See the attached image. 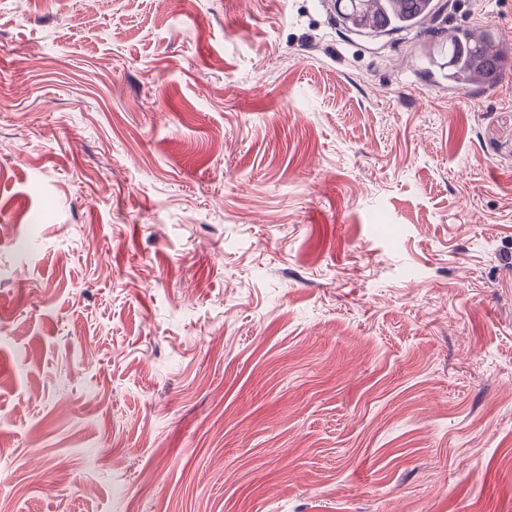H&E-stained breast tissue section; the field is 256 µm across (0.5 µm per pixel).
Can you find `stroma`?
<instances>
[{
    "mask_svg": "<svg viewBox=\"0 0 512 512\" xmlns=\"http://www.w3.org/2000/svg\"><path fill=\"white\" fill-rule=\"evenodd\" d=\"M322 0H0V512H512V74ZM487 39L488 41L493 44V46L496 48H491L488 45H483L489 54L485 57L486 66L494 71L497 69L498 64L500 60L506 55L507 50L503 45V42L496 36H493L489 33H487ZM490 57V58H489ZM481 61L480 59H476L472 62L471 68L469 73L473 75V79L476 84L479 85V87H486L489 86V83H492L494 81V75H487V68L484 65H480ZM466 68L463 69H456L451 71V80L450 84L467 87L469 85V73L465 72Z\"/></svg>",
    "mask_w": 512,
    "mask_h": 512,
    "instance_id": "1",
    "label": "stroma"
}]
</instances>
